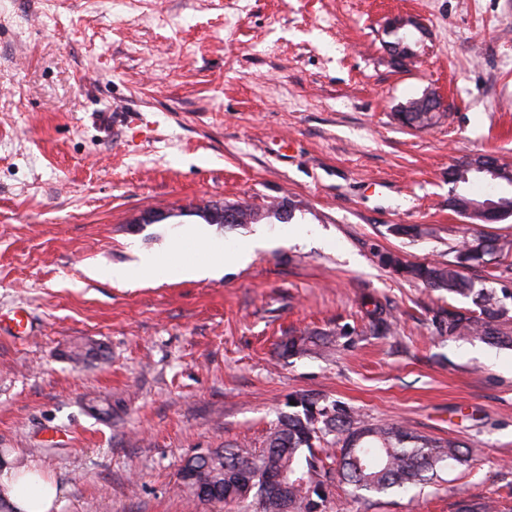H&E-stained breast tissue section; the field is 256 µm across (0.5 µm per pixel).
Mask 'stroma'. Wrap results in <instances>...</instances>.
Wrapping results in <instances>:
<instances>
[{"label": "stroma", "instance_id": "stroma-1", "mask_svg": "<svg viewBox=\"0 0 512 512\" xmlns=\"http://www.w3.org/2000/svg\"><path fill=\"white\" fill-rule=\"evenodd\" d=\"M426 94L447 112L403 125ZM482 154L512 166V0H0V313L29 315L0 333V464L62 484L59 512H254L179 472L261 447L306 396L469 450L414 495L329 479L325 512L512 508V345L449 335L472 299L377 261H455L448 170ZM216 204L262 215L209 225L216 246L261 227L273 245L218 278L89 277L167 253ZM465 273L512 336V252ZM303 332L333 351L283 355Z\"/></svg>", "mask_w": 512, "mask_h": 512}]
</instances>
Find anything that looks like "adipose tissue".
Instances as JSON below:
<instances>
[{"label": "adipose tissue", "mask_w": 512, "mask_h": 512, "mask_svg": "<svg viewBox=\"0 0 512 512\" xmlns=\"http://www.w3.org/2000/svg\"><path fill=\"white\" fill-rule=\"evenodd\" d=\"M200 254L199 260L176 262L163 260L155 253H141L130 267L98 266L91 276L127 283L140 278L158 279L172 276L178 279L200 280L221 276L226 266L241 265L248 261L246 248H225L222 255H213L212 242L206 227L196 225L186 230ZM63 489L57 481L36 472H26L11 466L0 468V504L9 512H58L62 504Z\"/></svg>", "instance_id": "adipose-tissue-1"}]
</instances>
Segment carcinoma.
Listing matches in <instances>:
<instances>
[{
  "instance_id": "carcinoma-1",
  "label": "carcinoma",
  "mask_w": 512,
  "mask_h": 512,
  "mask_svg": "<svg viewBox=\"0 0 512 512\" xmlns=\"http://www.w3.org/2000/svg\"><path fill=\"white\" fill-rule=\"evenodd\" d=\"M497 250V246L466 240L454 263L411 264L394 252L381 253L378 259L382 266L412 279L473 296L479 314L448 312V335L494 339L500 335L496 322L503 310L495 294L486 288H473L461 268L482 258V253ZM366 316L373 331L387 329L381 304L373 303ZM296 406L300 410L277 417L261 449L237 444L189 459L181 469L183 485L193 488L188 480L193 475L212 485L213 498L226 505L252 498L257 512H282L279 496L262 490V485L283 474L288 478L292 512H323L326 496L321 488L333 465L338 477L354 489L381 493L393 488L408 491L437 475L449 462L465 457L458 445L415 435L401 424L373 426L335 406H320L305 397L297 399ZM334 433L342 436L338 455L318 445L323 436ZM243 469L255 477L250 487L240 476Z\"/></svg>"
}]
</instances>
